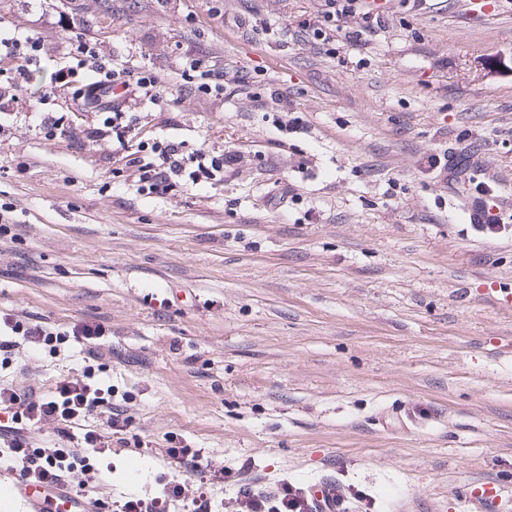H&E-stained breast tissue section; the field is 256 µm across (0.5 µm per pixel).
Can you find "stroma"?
Instances as JSON below:
<instances>
[{
    "label": "stroma",
    "instance_id": "stroma-1",
    "mask_svg": "<svg viewBox=\"0 0 512 512\" xmlns=\"http://www.w3.org/2000/svg\"><path fill=\"white\" fill-rule=\"evenodd\" d=\"M383 2L356 47L326 0H112L104 35L59 0L0 10L44 55L23 81L0 57V311L105 327L22 344L0 380L111 387L128 421L90 497L197 483L177 446L223 472V512L320 480L349 512H460L473 482L512 512V0ZM83 41L156 77L119 101L138 140L230 157L218 181L141 190L100 105L56 83Z\"/></svg>",
    "mask_w": 512,
    "mask_h": 512
}]
</instances>
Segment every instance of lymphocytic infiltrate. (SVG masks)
<instances>
[{"instance_id": "obj_1", "label": "lymphocytic infiltrate", "mask_w": 512, "mask_h": 512, "mask_svg": "<svg viewBox=\"0 0 512 512\" xmlns=\"http://www.w3.org/2000/svg\"><path fill=\"white\" fill-rule=\"evenodd\" d=\"M84 76L88 87L121 85L124 92L137 94L148 91L153 79L148 75L125 77L122 71L99 64L93 47L82 44L77 48L74 65L59 72L61 82ZM153 161L140 164L139 181L151 194H165L176 179L192 185L216 180L224 169V159L204 150L187 151L175 141H156L150 146ZM0 410L10 416L9 423H0V467L20 473L29 479L56 484L74 478L76 491H84L94 479L91 467L84 461L85 452L105 453L109 441L104 434L89 429L83 434L82 448H66L58 443L45 442L35 447L31 432L46 423L75 424L100 411L106 413L110 427H117L122 412L112 402L111 390L88 382L83 376L66 377L58 381L51 395L36 390H18L0 385ZM190 502V512H213L212 500L202 487L176 483L151 498H131L119 512H169L172 501ZM235 501L238 512H311L308 500L300 490L281 485L278 492L269 493L249 485H241Z\"/></svg>"}]
</instances>
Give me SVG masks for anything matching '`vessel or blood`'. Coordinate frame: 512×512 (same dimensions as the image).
Masks as SVG:
<instances>
[{
    "label": "vessel or blood",
    "instance_id": "obj_1",
    "mask_svg": "<svg viewBox=\"0 0 512 512\" xmlns=\"http://www.w3.org/2000/svg\"><path fill=\"white\" fill-rule=\"evenodd\" d=\"M307 492L317 512H339L342 502L333 486L319 481L308 485ZM9 495L18 512H103L96 499L75 496L66 483L46 486L19 478L12 482ZM460 497L472 512H491L495 499L489 487L461 492Z\"/></svg>",
    "mask_w": 512,
    "mask_h": 512
}]
</instances>
